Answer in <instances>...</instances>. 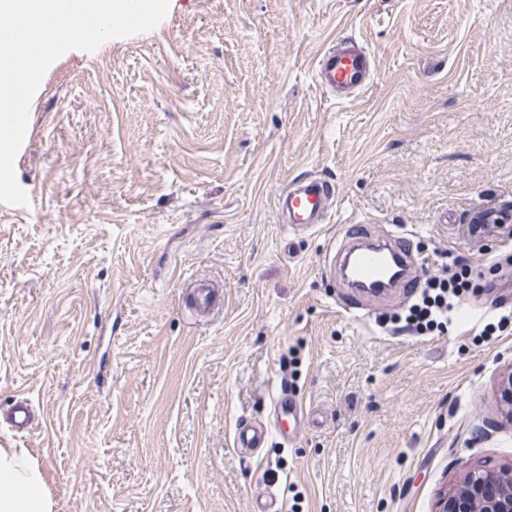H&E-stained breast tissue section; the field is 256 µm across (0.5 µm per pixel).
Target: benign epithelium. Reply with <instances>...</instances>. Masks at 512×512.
<instances>
[{
  "instance_id": "7a95c632",
  "label": "benign epithelium",
  "mask_w": 512,
  "mask_h": 512,
  "mask_svg": "<svg viewBox=\"0 0 512 512\" xmlns=\"http://www.w3.org/2000/svg\"><path fill=\"white\" fill-rule=\"evenodd\" d=\"M500 388L512 419V367L502 373ZM457 502L465 512H512V466L465 468L454 487L441 492L437 512H448V504Z\"/></svg>"
}]
</instances>
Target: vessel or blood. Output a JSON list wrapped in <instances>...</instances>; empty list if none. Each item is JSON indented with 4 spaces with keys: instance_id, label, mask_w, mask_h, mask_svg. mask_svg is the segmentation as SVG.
<instances>
[{
    "instance_id": "b4317fda",
    "label": "vessel or blood",
    "mask_w": 512,
    "mask_h": 512,
    "mask_svg": "<svg viewBox=\"0 0 512 512\" xmlns=\"http://www.w3.org/2000/svg\"><path fill=\"white\" fill-rule=\"evenodd\" d=\"M375 62L366 48L358 43L341 41L327 48L317 61L314 76L317 84L339 100H345L364 91L371 83ZM336 195L335 185L315 176L297 179L281 190L276 198V209L283 223L313 227L326 223L329 203ZM363 237L355 227L342 231L325 257L324 273L327 277L354 282H379L387 280L393 258H400L404 273L398 287H406L417 279L422 266L409 250V239L402 234L378 242L375 250H362ZM197 307L212 312L222 307L220 293L204 281L192 284ZM276 427L259 422L245 421L238 425L234 435L235 448L248 452L263 447L271 432H288L296 435L300 423L296 417V404L289 394H281L275 404Z\"/></svg>"
}]
</instances>
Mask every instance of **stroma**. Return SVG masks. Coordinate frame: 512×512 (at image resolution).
I'll use <instances>...</instances> for the list:
<instances>
[{"label":"stroma","mask_w":512,"mask_h":512,"mask_svg":"<svg viewBox=\"0 0 512 512\" xmlns=\"http://www.w3.org/2000/svg\"><path fill=\"white\" fill-rule=\"evenodd\" d=\"M342 36L376 63L347 102L314 79ZM28 128L35 198L0 210V448L29 450L54 512H436L462 466L512 463V237L472 224L512 214V0H173L54 62ZM308 174L337 196L295 232L275 198ZM347 224L481 286L443 333L382 327L420 291L369 304L326 278ZM198 279L223 309L197 313ZM284 391L299 436L238 454ZM21 399L25 431L3 419ZM266 424L245 421L238 425L234 435V447L249 452L252 448H261L272 430Z\"/></svg>","instance_id":"1"}]
</instances>
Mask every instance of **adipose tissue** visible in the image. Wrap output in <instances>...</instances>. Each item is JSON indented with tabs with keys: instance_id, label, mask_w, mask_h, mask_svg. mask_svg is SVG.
<instances>
[{
	"instance_id": "obj_1",
	"label": "adipose tissue",
	"mask_w": 512,
	"mask_h": 512,
	"mask_svg": "<svg viewBox=\"0 0 512 512\" xmlns=\"http://www.w3.org/2000/svg\"><path fill=\"white\" fill-rule=\"evenodd\" d=\"M0 512H53L41 473L24 449L0 448Z\"/></svg>"
}]
</instances>
